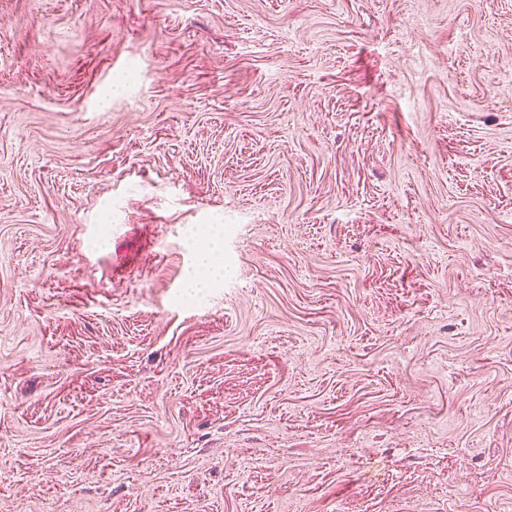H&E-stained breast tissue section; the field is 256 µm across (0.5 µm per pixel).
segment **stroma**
Segmentation results:
<instances>
[{"label":"stroma","instance_id":"1","mask_svg":"<svg viewBox=\"0 0 512 512\" xmlns=\"http://www.w3.org/2000/svg\"><path fill=\"white\" fill-rule=\"evenodd\" d=\"M0 512H512V0H0ZM219 251V246L215 243L214 247L210 250L204 251L198 256L197 270L193 275L189 277V288L196 289L197 288H206V281H203L199 278V270H203L205 272H209L211 268H215L217 266L219 256L217 252Z\"/></svg>","mask_w":512,"mask_h":512}]
</instances>
